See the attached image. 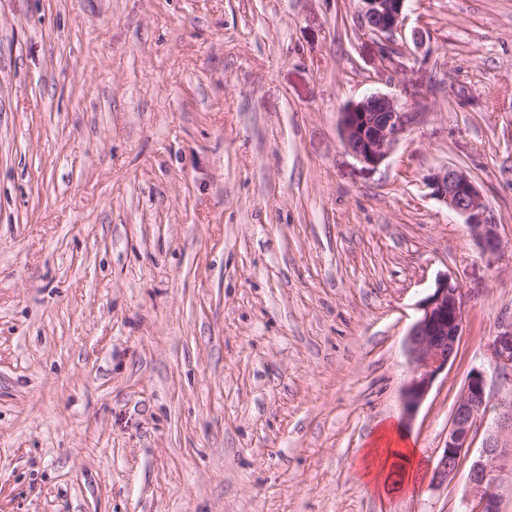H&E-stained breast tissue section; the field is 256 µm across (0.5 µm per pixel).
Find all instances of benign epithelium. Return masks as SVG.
<instances>
[{"label":"benign epithelium","mask_w":512,"mask_h":512,"mask_svg":"<svg viewBox=\"0 0 512 512\" xmlns=\"http://www.w3.org/2000/svg\"><path fill=\"white\" fill-rule=\"evenodd\" d=\"M407 0H360L364 28L380 40L386 60L393 57L390 41L403 26ZM396 99L374 93L353 101L340 113V136L345 149L365 165L376 167L410 124ZM433 198L462 217L485 254L501 248L498 224L475 180L459 167L448 165L427 177ZM420 316L406 338L408 376L402 392L403 419L409 421L428 395L436 378L455 360L465 327V293L451 277H440L431 294L419 303ZM490 364L512 382V324L486 346ZM486 371L474 367L453 405L448 437L437 452L430 484L440 487L472 452L474 433L487 407ZM512 434V395L499 407L497 432L489 435L468 472L465 512H501L496 461L508 452L501 434Z\"/></svg>","instance_id":"1"}]
</instances>
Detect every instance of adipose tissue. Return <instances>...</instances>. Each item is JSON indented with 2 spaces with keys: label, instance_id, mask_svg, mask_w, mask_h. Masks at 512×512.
<instances>
[{
  "label": "adipose tissue",
  "instance_id": "obj_1",
  "mask_svg": "<svg viewBox=\"0 0 512 512\" xmlns=\"http://www.w3.org/2000/svg\"><path fill=\"white\" fill-rule=\"evenodd\" d=\"M419 450L403 433L400 426L387 422L374 434L359 463L362 482L370 487L385 485L388 472L399 467L407 484H414L419 468Z\"/></svg>",
  "mask_w": 512,
  "mask_h": 512
}]
</instances>
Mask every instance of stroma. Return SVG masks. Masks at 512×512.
Instances as JSON below:
<instances>
[{"label": "stroma", "mask_w": 512, "mask_h": 512, "mask_svg": "<svg viewBox=\"0 0 512 512\" xmlns=\"http://www.w3.org/2000/svg\"><path fill=\"white\" fill-rule=\"evenodd\" d=\"M405 17L395 72L359 0H0V512H459L436 450L512 323V0ZM373 93L416 119L370 167L339 121ZM448 165L496 256L431 196ZM442 274L422 477L366 487ZM433 198L462 217L484 254L501 248L495 217L475 180L459 167L448 165L427 177ZM420 316L406 338L408 376L402 392L403 419H412L436 378L454 361L465 327V293L448 275L419 303Z\"/></svg>", "instance_id": "stroma-1"}]
</instances>
